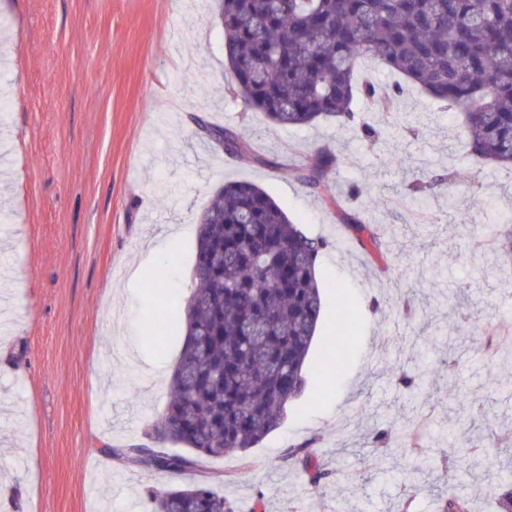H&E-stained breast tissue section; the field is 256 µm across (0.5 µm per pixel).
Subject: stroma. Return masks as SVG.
<instances>
[{
  "mask_svg": "<svg viewBox=\"0 0 512 512\" xmlns=\"http://www.w3.org/2000/svg\"><path fill=\"white\" fill-rule=\"evenodd\" d=\"M231 84L212 0H0V478L13 512H151L148 490L187 483L101 448L145 443L166 408L181 341L150 339L146 324L189 295L199 215L233 181L330 241L319 277L353 304L352 342L339 368L318 372L336 334L325 290L304 393L245 460L203 459L202 475L237 512H440L452 492L499 512L512 492L501 449L512 363L499 358L504 338L472 330L512 328V260L474 235L512 214V172L476 165L454 111L409 86L389 117L360 102L372 143L325 122L272 126ZM199 117L249 136L278 167L208 148ZM321 145L341 157L332 205L281 168L314 164ZM443 172L447 188L422 212L402 204L411 180ZM355 188L382 250L341 222ZM404 367L426 372L431 401L398 392ZM404 420L425 421L434 458L452 444L454 479L415 476L408 452L378 463L365 424ZM308 441L334 471L319 489L285 459Z\"/></svg>",
  "mask_w": 512,
  "mask_h": 512,
  "instance_id": "35a3bbf8",
  "label": "stroma"
}]
</instances>
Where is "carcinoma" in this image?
<instances>
[{"mask_svg":"<svg viewBox=\"0 0 512 512\" xmlns=\"http://www.w3.org/2000/svg\"><path fill=\"white\" fill-rule=\"evenodd\" d=\"M232 89L244 105L279 127L319 122L355 127L375 141L378 131L355 108L358 96L387 108L401 93L356 80L371 59L417 85L461 116L469 153L512 169V0H217ZM224 154L280 167L229 127L204 126ZM292 176L326 203H335L330 148ZM443 186L411 182L413 199ZM343 222L380 240L360 213ZM499 249L512 254V218L491 225ZM329 242L291 220L261 187L230 182L202 211L190 295L184 303L183 347L170 377L171 401L146 432L158 447L105 446L103 452L143 470L180 474L201 458L231 456L277 429L305 388L303 370L322 317L318 262ZM426 374L397 379L426 398ZM171 442L187 449L168 452ZM376 448L402 449L390 433L371 434ZM309 482L323 487L333 472L311 444L288 450ZM152 512H234L205 480L148 492Z\"/></svg>","mask_w":512,"mask_h":512,"instance_id":"obj_1","label":"carcinoma"}]
</instances>
